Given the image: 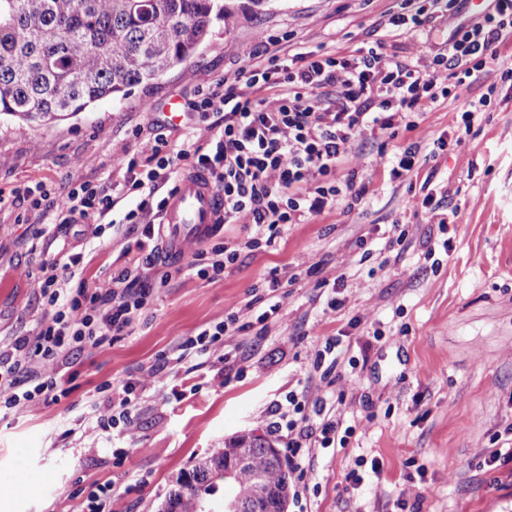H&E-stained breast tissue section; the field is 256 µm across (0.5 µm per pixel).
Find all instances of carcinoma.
Returning <instances> with one entry per match:
<instances>
[{"label": "carcinoma", "instance_id": "carcinoma-1", "mask_svg": "<svg viewBox=\"0 0 512 512\" xmlns=\"http://www.w3.org/2000/svg\"><path fill=\"white\" fill-rule=\"evenodd\" d=\"M232 0H0V115L52 123L106 97H124L191 58L214 22L230 26ZM250 449L247 464L224 477V449ZM260 436L215 448L177 476L169 512H202L215 481L226 479L248 512L254 480L286 489L290 473Z\"/></svg>", "mask_w": 512, "mask_h": 512}]
</instances>
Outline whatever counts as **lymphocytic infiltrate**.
I'll return each instance as SVG.
<instances>
[{"label":"lymphocytic infiltrate","instance_id":"1","mask_svg":"<svg viewBox=\"0 0 512 512\" xmlns=\"http://www.w3.org/2000/svg\"><path fill=\"white\" fill-rule=\"evenodd\" d=\"M511 38L512 0H493L481 21L458 27L447 52L423 68L388 55L381 41L349 54L281 48L264 58L259 48L270 38L262 35L245 50L250 68L219 80L190 105L207 121L202 134L208 149L179 148L156 135L117 160L123 181L113 195L88 182L61 192L44 181L0 190V209L21 201L34 208L52 203L57 225L90 224L97 237L117 225L143 234L135 243L139 258L105 290L68 287L57 262L43 266L37 290L45 312L38 333L0 348V407L20 414L57 401L56 369L105 337L123 335L142 314L155 290L146 271L160 253L152 243L167 204L160 185L176 183L185 170L208 171L224 196L225 223L246 228L243 239L191 251L187 270L219 280L242 251L273 246L290 225L378 192L372 179L358 177L355 143L363 133L391 145L378 159L391 179L405 180L435 159L448 141L426 133L422 114L483 78L485 92L466 99L460 117L448 124L454 133L472 127L498 84L512 83V62L497 59L498 44ZM271 89L277 97L264 98ZM407 131L415 141L397 146ZM325 408L323 396L288 395L286 404L276 405L269 427L287 432L292 453L305 442L313 448L345 443L341 421Z\"/></svg>","mask_w":512,"mask_h":512}]
</instances>
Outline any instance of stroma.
Segmentation results:
<instances>
[{"label":"stroma","mask_w":512,"mask_h":512,"mask_svg":"<svg viewBox=\"0 0 512 512\" xmlns=\"http://www.w3.org/2000/svg\"><path fill=\"white\" fill-rule=\"evenodd\" d=\"M231 26L216 24L199 51L125 97L103 100L53 124L0 117V189L36 181L64 188L122 181L117 158L161 133L199 146L197 113L165 125L171 98L245 67L243 47L258 34L292 45L351 52L385 40L406 59L411 42L383 21L402 0H271L254 12L234 0ZM480 0L450 16L439 10L420 36L426 56L446 52L456 23ZM377 195L290 225L275 246L242 252L212 282L162 261L166 278L129 333L85 349L57 377L62 396L23 414L0 413V472L21 467L39 486H0V512H69L73 497L112 488L111 512H159L176 476L225 439L267 435L268 411L288 392L324 390L326 410L354 429L344 447L302 448L306 471L292 479L308 512H512V463L489 464L512 446V88L502 87L462 143L403 181L373 168ZM444 191L441 211L467 219L446 230L419 207L424 183ZM55 209L23 204L0 210V342L37 332L43 264L83 256L90 287L106 288L133 258L135 235L93 237L88 224L55 225ZM406 237L388 246L392 224ZM281 285L270 290V271ZM344 277L338 293L321 280ZM342 305L330 309V297ZM280 310L257 317L270 304ZM236 315L240 329L223 354L190 345L206 327ZM340 339L337 367L354 381L328 385L313 367L326 339ZM162 370L163 388L146 387L126 422L107 430L112 385ZM383 462L373 474L369 462ZM363 478L353 485L351 474ZM413 490L416 503L403 502Z\"/></svg>","instance_id":"1"}]
</instances>
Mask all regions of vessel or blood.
Instances as JSON below:
<instances>
[{"instance_id":"obj_1","label":"vessel or blood","mask_w":512,"mask_h":512,"mask_svg":"<svg viewBox=\"0 0 512 512\" xmlns=\"http://www.w3.org/2000/svg\"><path fill=\"white\" fill-rule=\"evenodd\" d=\"M223 217L224 207L208 175L191 173L179 181L161 223L170 248L184 253L191 244L215 231Z\"/></svg>"}]
</instances>
